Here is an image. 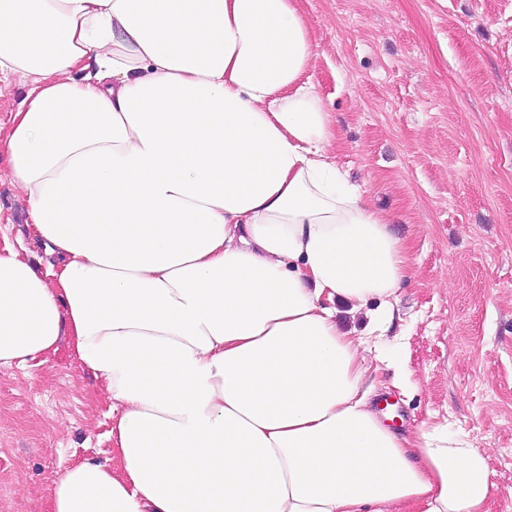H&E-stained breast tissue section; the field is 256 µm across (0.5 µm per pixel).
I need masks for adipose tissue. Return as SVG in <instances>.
<instances>
[{
  "instance_id": "1",
  "label": "adipose tissue",
  "mask_w": 512,
  "mask_h": 512,
  "mask_svg": "<svg viewBox=\"0 0 512 512\" xmlns=\"http://www.w3.org/2000/svg\"><path fill=\"white\" fill-rule=\"evenodd\" d=\"M299 0H0V127L38 270L0 241V370L69 344L119 468L50 512H487V453L371 409L407 247L336 159Z\"/></svg>"
}]
</instances>
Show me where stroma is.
I'll list each match as a JSON object with an SVG mask.
<instances>
[{
	"instance_id": "stroma-1",
	"label": "stroma",
	"mask_w": 512,
	"mask_h": 512,
	"mask_svg": "<svg viewBox=\"0 0 512 512\" xmlns=\"http://www.w3.org/2000/svg\"><path fill=\"white\" fill-rule=\"evenodd\" d=\"M300 6L337 160L411 256L394 324L366 338L370 403L403 434H465L489 455V512H512V0ZM0 212L48 265L5 182ZM108 410L69 345L1 370L0 512H49L67 465L110 458Z\"/></svg>"
}]
</instances>
